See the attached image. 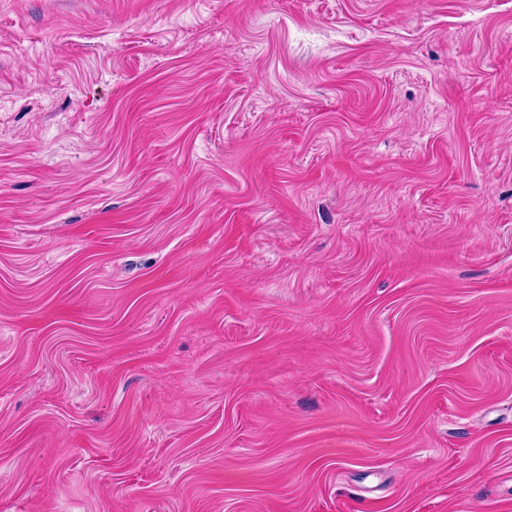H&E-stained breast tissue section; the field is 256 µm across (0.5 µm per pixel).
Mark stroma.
Masks as SVG:
<instances>
[{
	"mask_svg": "<svg viewBox=\"0 0 512 512\" xmlns=\"http://www.w3.org/2000/svg\"><path fill=\"white\" fill-rule=\"evenodd\" d=\"M0 512H512V0H0Z\"/></svg>",
	"mask_w": 512,
	"mask_h": 512,
	"instance_id": "obj_1",
	"label": "stroma"
}]
</instances>
